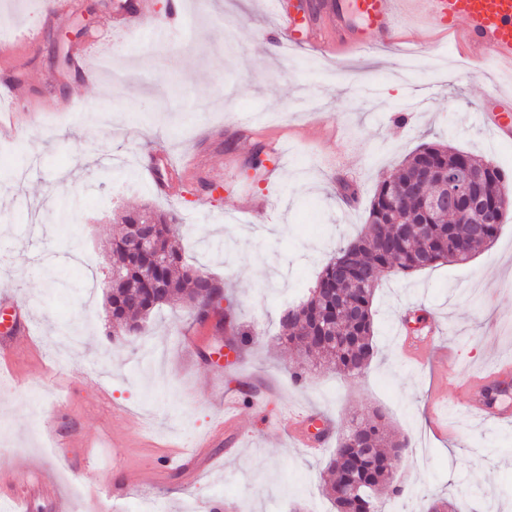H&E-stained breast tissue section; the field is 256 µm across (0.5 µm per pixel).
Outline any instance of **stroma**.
I'll use <instances>...</instances> for the list:
<instances>
[{"label": "stroma", "instance_id": "obj_1", "mask_svg": "<svg viewBox=\"0 0 512 512\" xmlns=\"http://www.w3.org/2000/svg\"><path fill=\"white\" fill-rule=\"evenodd\" d=\"M0 0V38L34 29L0 67H18L21 140L0 138V340L17 336L13 365L0 367V469L45 474L71 512H145V496L115 501L113 483L158 467L168 444L195 442L215 426L213 394L238 396L236 457L209 468L194 459L162 471L154 491L166 512H335L322 480L333 447L315 454L270 424L291 410L328 416L334 427L380 412L412 451L396 477L400 494L378 512H424L428 501L468 488L512 512V425L470 418L469 377L512 358V215L468 262L384 278L373 302L376 354L364 376L320 368L296 385L294 350L280 318L306 300L324 262L357 237L375 186L418 145L443 140L512 176V141L492 125L512 123L488 99L512 91V76L454 49L433 22L407 11L397 38L440 48L403 71L396 47L363 55H318L291 46L267 0H183L186 25L152 51L125 42L114 18L123 0ZM84 54V82L62 57ZM269 148L263 169L248 162ZM164 159L158 191L145 162ZM75 203L69 223L61 203ZM262 202V221L242 206ZM177 213L173 233L187 264L222 282L224 311L255 334L234 369L218 359L227 334L168 305L134 337L108 334L102 283L108 244L126 211ZM449 322L447 358H405V313ZM63 405L62 437L34 429ZM137 416L156 437L129 425ZM126 446L114 449L113 435Z\"/></svg>", "mask_w": 512, "mask_h": 512}]
</instances>
